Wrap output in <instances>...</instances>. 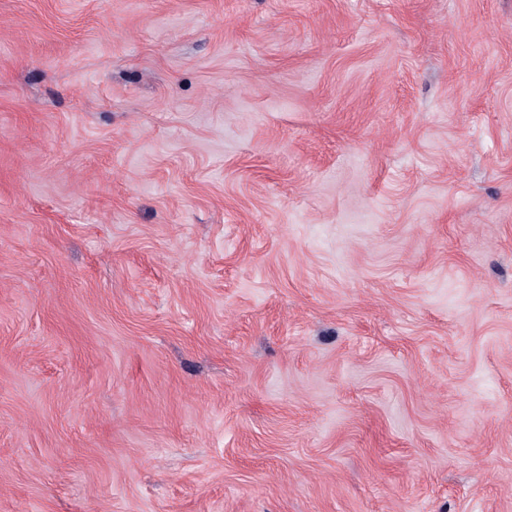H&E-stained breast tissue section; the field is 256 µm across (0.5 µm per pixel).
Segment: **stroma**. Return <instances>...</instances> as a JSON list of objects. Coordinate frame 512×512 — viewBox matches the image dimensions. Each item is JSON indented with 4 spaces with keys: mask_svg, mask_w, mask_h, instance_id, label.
Listing matches in <instances>:
<instances>
[{
    "mask_svg": "<svg viewBox=\"0 0 512 512\" xmlns=\"http://www.w3.org/2000/svg\"><path fill=\"white\" fill-rule=\"evenodd\" d=\"M0 512H512V0H0Z\"/></svg>",
    "mask_w": 512,
    "mask_h": 512,
    "instance_id": "1",
    "label": "stroma"
}]
</instances>
